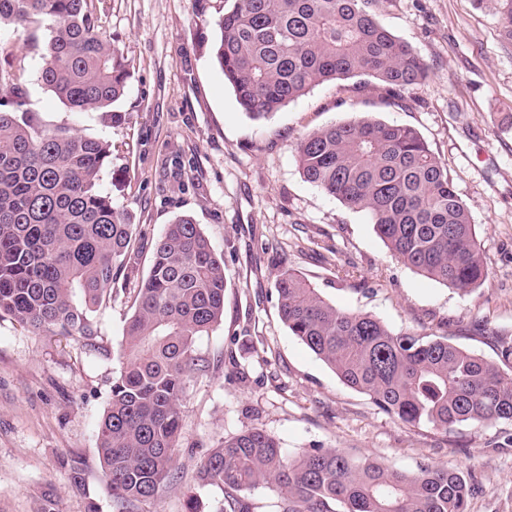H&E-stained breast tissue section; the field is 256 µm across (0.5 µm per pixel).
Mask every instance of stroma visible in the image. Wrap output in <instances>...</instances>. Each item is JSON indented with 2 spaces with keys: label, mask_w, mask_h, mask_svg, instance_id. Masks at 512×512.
I'll list each match as a JSON object with an SVG mask.
<instances>
[{
  "label": "stroma",
  "mask_w": 512,
  "mask_h": 512,
  "mask_svg": "<svg viewBox=\"0 0 512 512\" xmlns=\"http://www.w3.org/2000/svg\"><path fill=\"white\" fill-rule=\"evenodd\" d=\"M97 23L128 61L115 120L71 112L40 82L24 31L0 42L24 57L29 107L51 124L112 145L99 187L136 226L133 278L118 275L84 339L0 317V512H116L98 458L111 396L153 244L192 216L223 257L224 319L197 340L223 356L193 377L182 402L178 479L135 512H222L224 494L196 482L224 438L263 428L290 455L336 448L405 472L431 463L471 487L468 512H512V422L452 432L411 427L340 381L278 315L275 278L288 266L338 308L391 330L447 337L512 373V41L504 19L473 0H376V18L429 66L397 106L372 77L318 85L270 118L250 120L225 82L216 22L232 0H95ZM414 127L448 167L488 266L461 292L398 261L366 214L303 178L296 147L313 129L362 113ZM81 478L72 481L71 468Z\"/></svg>",
  "instance_id": "obj_1"
}]
</instances>
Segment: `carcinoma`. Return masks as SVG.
<instances>
[{
  "label": "carcinoma",
  "mask_w": 512,
  "mask_h": 512,
  "mask_svg": "<svg viewBox=\"0 0 512 512\" xmlns=\"http://www.w3.org/2000/svg\"><path fill=\"white\" fill-rule=\"evenodd\" d=\"M374 0H234L218 18L215 58L242 111L261 120L324 82L366 74L389 104L423 83L425 61L384 28ZM504 16L512 0H474ZM49 23L40 80L72 112L112 118L129 64L98 30L93 0H0V29ZM24 58L0 46V315L34 329L94 335L91 313L133 270L129 217L99 188L111 145L28 108ZM304 179L366 213L393 255L424 277L469 291L487 277L475 225L445 164L413 127L369 116L304 134ZM224 260L190 216L167 225L138 281L120 368L98 428V455L118 512H134L175 479L182 399L191 377L215 369L198 336L224 318ZM292 335L347 386L401 423L452 431L512 422V374L448 338L396 333L345 311L300 273L275 281ZM202 486L224 492V512H252L244 493L274 486L280 512H467L470 486L446 468L414 474L334 448L291 457L261 428L224 440L200 464Z\"/></svg>",
  "instance_id": "cac0c4a2"
}]
</instances>
